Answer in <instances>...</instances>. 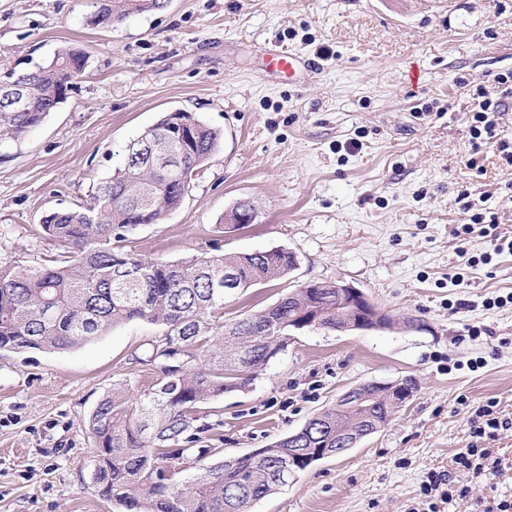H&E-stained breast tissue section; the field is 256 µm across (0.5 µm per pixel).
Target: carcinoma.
I'll return each instance as SVG.
<instances>
[{"label":"carcinoma","mask_w":512,"mask_h":512,"mask_svg":"<svg viewBox=\"0 0 512 512\" xmlns=\"http://www.w3.org/2000/svg\"><path fill=\"white\" fill-rule=\"evenodd\" d=\"M167 3L99 0L91 23L106 27ZM88 60L85 49L71 45L30 70L33 109L0 111V125L16 134L37 126L58 106V91L84 74ZM173 116L192 126V141L169 144L180 166L164 172L125 162L97 186L89 202L43 216L41 229L63 248L54 264L24 265L0 257V350H67L133 319L160 326L162 334L149 340L136 360L149 367L161 351H181L185 367L163 376L151 373L144 390L116 386L99 400L89 422L96 453L93 480L100 494L125 512H249L255 501L288 483L281 465L296 473L310 466L288 458L289 452L334 448L336 437H325L314 422L315 430L303 438L287 434L186 479L183 465L212 452L194 447L200 431L196 415L224 393L249 386L257 369L288 347L295 332L290 318L304 302L320 303L330 314L326 329L340 331L333 314L336 289L298 288L271 307L226 323V298L288 273L296 266L293 253L277 249L166 262L125 249L128 234L138 226L159 224L182 205L195 171L218 148L215 129L189 112ZM170 124L165 116L144 137L162 140ZM227 267L236 272L228 291L220 288ZM346 419L387 423L380 406Z\"/></svg>","instance_id":"1"}]
</instances>
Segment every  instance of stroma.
I'll return each instance as SVG.
<instances>
[{"label": "stroma", "instance_id": "35a3bbf8", "mask_svg": "<svg viewBox=\"0 0 512 512\" xmlns=\"http://www.w3.org/2000/svg\"><path fill=\"white\" fill-rule=\"evenodd\" d=\"M96 0H0V72L90 55L57 111L21 134L0 128V256L39 265L58 252L42 217L89 201L127 145L164 112L195 114L220 134L182 205L129 234L145 258L292 252L285 276L226 299L225 321L310 282L360 288L392 327L303 329L246 389L209 412L222 425L203 448L242 455L300 429L347 389L413 378L418 390L388 424L344 454L310 465L251 512H429L431 473L452 472L486 512L512 498V469H455L469 417L486 399L512 419V256L490 251L491 211L512 235V192L495 150L472 152L469 90L512 70V0H170L110 27ZM313 60L288 81L266 70L272 45ZM252 223L231 218L242 203ZM415 319L422 330H407ZM159 326L133 320L65 351L0 350V512H124L93 481L89 418L113 386L144 384L133 363ZM484 366L470 370V361Z\"/></svg>", "mask_w": 512, "mask_h": 512}]
</instances>
